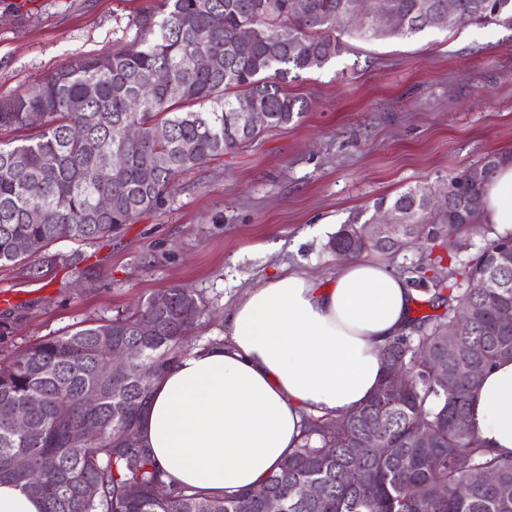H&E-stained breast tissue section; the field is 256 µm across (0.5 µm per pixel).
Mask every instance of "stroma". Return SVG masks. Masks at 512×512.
I'll return each instance as SVG.
<instances>
[{
	"label": "stroma",
	"instance_id": "35a3bbf8",
	"mask_svg": "<svg viewBox=\"0 0 512 512\" xmlns=\"http://www.w3.org/2000/svg\"><path fill=\"white\" fill-rule=\"evenodd\" d=\"M154 4L0 0V99L123 43L129 19ZM286 90L308 104L299 122L181 176L161 209L0 267V292L13 296L0 303V364L175 285L207 308L191 336L218 340L225 311L282 268L328 282L340 262L326 244L353 213L512 151V29L493 23L351 39Z\"/></svg>",
	"mask_w": 512,
	"mask_h": 512
}]
</instances>
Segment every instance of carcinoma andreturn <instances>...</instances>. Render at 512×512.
Listing matches in <instances>:
<instances>
[{
  "label": "carcinoma",
  "mask_w": 512,
  "mask_h": 512,
  "mask_svg": "<svg viewBox=\"0 0 512 512\" xmlns=\"http://www.w3.org/2000/svg\"><path fill=\"white\" fill-rule=\"evenodd\" d=\"M405 24L380 29L360 13L359 0H157L155 7L128 24L131 38L108 52L75 60L38 84L0 100V127L31 128L38 133L21 144L0 143V266L29 260L49 244L67 239L89 242L119 232L144 212L164 205L175 179L226 152L250 143L260 130H247L244 112H263L269 129L282 128L307 111L304 100L284 84L304 71L321 69L346 49L345 38L409 37L446 30L448 0H387ZM457 22L495 23L512 28V0H455ZM255 34L247 54L236 51L238 33ZM166 82H156L157 73ZM139 100L131 111L128 101ZM82 136L72 134L74 127ZM166 136L156 139L155 129ZM125 158L113 167L112 152ZM500 154L448 178L446 194L431 185L408 187L393 198L381 197L374 210L391 212L401 224L395 243L356 244L354 256L373 251L398 255L414 247L408 225L430 224L429 239H451L474 228L484 245L472 258L457 254L447 270L420 257L403 267L408 286L443 308L412 320L410 331L389 340L382 355L405 367L410 390L390 394L389 372L379 389L343 418L307 420L295 448L264 480L286 497L288 512H512V456L493 454L473 429L453 427L454 413L469 412L481 376L496 362L512 358V334L503 335L496 312L512 305V271L490 275L491 258L508 244L507 236L478 222L467 206L479 196L500 163ZM108 167L102 181L97 169ZM111 200L101 212L97 201ZM440 198L431 207L427 200ZM53 211L51 224H35L29 213ZM365 212L351 215L329 239V249L353 245ZM489 277L479 295L474 278ZM164 310L148 300L127 315L86 322L59 336H47L0 366V480H9L42 499L45 512H261L251 493H202L170 486L164 496L162 473L140 437L138 416L152 387L194 348L187 333L205 314L194 291L169 288ZM472 318L456 328L461 310ZM137 341L140 357L127 373L112 379L105 340ZM447 341V359L439 352ZM473 366L469 382L450 385L451 375ZM102 391L99 404H86L90 387ZM41 405L27 410L30 399ZM29 411L30 430L18 434L10 421ZM375 418L383 420L387 456L376 453L370 435ZM85 426L100 430L76 446L70 434ZM427 434L431 448L418 447ZM25 453L33 471L13 470L9 460ZM320 481L324 498L306 501L303 486ZM140 487L130 499L127 486ZM91 485L89 496L82 490Z\"/></svg>",
  "instance_id": "carcinoma-1"
}]
</instances>
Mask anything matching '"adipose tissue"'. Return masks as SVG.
I'll list each match as a JSON object with an SVG mask.
<instances>
[{
	"instance_id": "obj_1",
	"label": "adipose tissue",
	"mask_w": 512,
	"mask_h": 512,
	"mask_svg": "<svg viewBox=\"0 0 512 512\" xmlns=\"http://www.w3.org/2000/svg\"><path fill=\"white\" fill-rule=\"evenodd\" d=\"M480 223L512 234V157L485 185ZM415 289L359 258L328 284L286 270L224 314L228 342L199 346L155 384L140 435L164 481L205 492L259 486L291 452L304 414L342 415L384 374L381 349L408 332ZM469 422L487 448L512 455V360L487 372Z\"/></svg>"
}]
</instances>
